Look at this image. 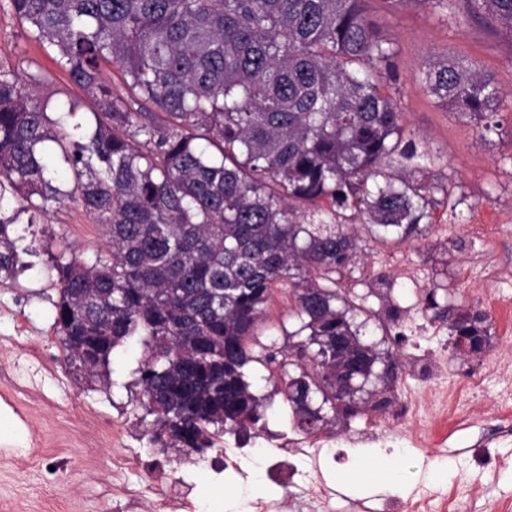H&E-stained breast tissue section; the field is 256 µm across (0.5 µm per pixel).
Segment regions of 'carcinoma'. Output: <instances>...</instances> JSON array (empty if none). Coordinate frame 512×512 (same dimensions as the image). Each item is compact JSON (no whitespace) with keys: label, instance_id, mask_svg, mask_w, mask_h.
<instances>
[{"label":"carcinoma","instance_id":"1","mask_svg":"<svg viewBox=\"0 0 512 512\" xmlns=\"http://www.w3.org/2000/svg\"><path fill=\"white\" fill-rule=\"evenodd\" d=\"M466 3L512 39V0ZM0 11L84 95L53 120L37 81L0 62V195L31 224L75 201L106 239L91 263L56 260L65 361L107 388L113 349L141 337L153 440L186 453L263 419L253 362L280 372L306 434L389 406L394 386L372 372L379 353L356 323L368 309L336 277L361 261L364 233L423 235L448 188L404 141L393 52L364 0H0ZM424 81L482 136L502 128L504 92L475 62L437 51ZM84 104L90 117L71 121ZM57 153L68 191L53 185ZM12 224L0 217L1 282L17 273ZM277 289L299 322L288 348L259 340ZM487 318L468 308L450 336L480 351Z\"/></svg>","mask_w":512,"mask_h":512}]
</instances>
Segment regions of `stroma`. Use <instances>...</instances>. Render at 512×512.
<instances>
[{"label":"stroma","instance_id":"35a3bbf8","mask_svg":"<svg viewBox=\"0 0 512 512\" xmlns=\"http://www.w3.org/2000/svg\"><path fill=\"white\" fill-rule=\"evenodd\" d=\"M364 7L391 43L405 131L428 154L430 176L447 186L449 199L436 209L423 237L387 246L368 243L363 263L339 282L341 293L365 301L375 312L366 330L367 341L377 342L382 355L399 357L402 372L389 408L392 431L399 435L419 427L425 431L424 446L411 451V474L405 484L386 489L387 475L379 473L361 499L372 512H383L387 500L408 498L421 488L428 492L433 512H440L441 501L449 494L456 497L460 512H495V504L512 501V439L485 442L479 432L497 425L498 402L512 393V366L503 368L493 360L498 350L512 356V112L507 113L499 136L484 139L475 124L458 118L426 93L422 72L432 52L445 50L477 62L495 75L503 91L512 92V42L486 20L471 15L464 0H450L444 15L416 0L397 5L391 0H366ZM0 59L9 61L21 77H40L37 96L47 103L48 114H55L58 102L82 96L6 12H0ZM0 212L15 216L14 235L35 241L38 247L37 252L20 253L25 271L0 282V363L17 359L30 345L52 361L51 372L40 376L37 387L29 391L17 390L12 380L0 376V416L28 420L41 434L45 457L67 462L55 474L35 461L20 466L19 457L30 447L28 434L16 441L0 438V512H46L47 485L56 480L78 498L79 512H117V499H103L95 492L110 476L108 462L92 466L87 459L100 457L113 424L122 421L142 447L153 448L165 460L170 479L193 495L222 500L221 512H248L245 493L253 480L228 470L214 471L200 464L196 453L152 442L155 418L147 414L136 384L142 355L137 340L113 349L108 388L66 363L54 327L53 303L58 297L54 264L68 246L82 259L94 260L105 244L100 226L70 200L53 205L38 224L28 223L19 201L10 196L0 202ZM373 273L387 277L392 300L411 321L400 344L382 339L384 306L370 294ZM442 286L449 287L451 294L439 296V303L487 313L491 338L480 356L453 354L447 331L424 332V324L434 316L424 306V292ZM17 321L22 324L18 331L13 328ZM424 353L435 360L437 374L431 380H413L407 368ZM475 373L482 376L478 391L449 395V386H463ZM250 380L265 405L257 435L273 444L288 438L306 443V435L293 423L281 379L270 377L255 363ZM441 396L446 399L445 418L428 416L419 425L405 411L408 400L427 408ZM375 417L369 410L329 425L339 443L334 453L320 456L326 480L358 464L356 438ZM437 459L446 462V469H429V462Z\"/></svg>","mask_w":512,"mask_h":512}]
</instances>
